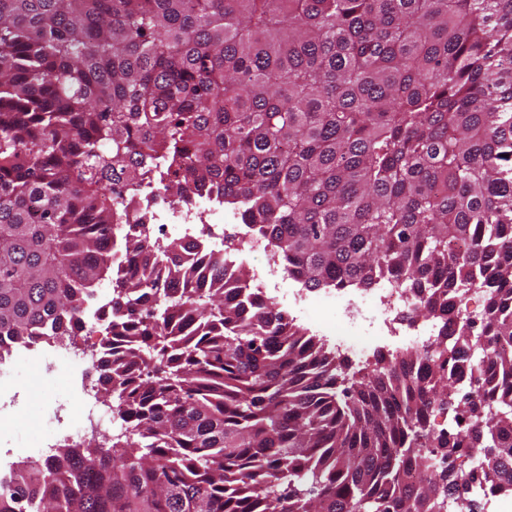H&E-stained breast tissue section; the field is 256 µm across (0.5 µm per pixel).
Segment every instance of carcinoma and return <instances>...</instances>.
<instances>
[{"label":"carcinoma","instance_id":"cac0c4a2","mask_svg":"<svg viewBox=\"0 0 512 512\" xmlns=\"http://www.w3.org/2000/svg\"><path fill=\"white\" fill-rule=\"evenodd\" d=\"M153 169L304 287L390 283L437 336L352 372L235 286L233 238L201 268L126 236L112 268ZM106 279L126 427L44 459L26 512H477L472 456L512 481V0H0V360L75 335Z\"/></svg>","mask_w":512,"mask_h":512}]
</instances>
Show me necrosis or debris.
Here are the masks:
<instances>
[{"label":"necrosis or debris","mask_w":512,"mask_h":512,"mask_svg":"<svg viewBox=\"0 0 512 512\" xmlns=\"http://www.w3.org/2000/svg\"><path fill=\"white\" fill-rule=\"evenodd\" d=\"M132 206L122 232L142 233L156 244L177 239L186 243L183 261L204 260L212 242L223 240L226 229H233L238 249L224 253V266L243 279L255 295L272 299L282 293L288 306L303 316H311L314 307L334 313L339 327L319 323L324 335L335 337L336 344L350 358H362L371 348L383 346L399 352L401 345L420 346L431 340L433 329L419 319H407L408 303L400 289L386 285L371 288H328L317 292L309 288L280 291L286 279L284 264L274 248L257 240L249 226L237 223L235 215L226 213L220 197L193 198L179 202L168 196L160 185L149 180L131 187ZM113 233L104 244L112 260L120 267L129 262L121 250V234ZM100 355L90 328H80L77 335L49 342L41 347L27 345L17 355L18 362L36 363L41 374L64 376L68 384V401L77 410L63 434L64 440L82 444L87 431L112 430L118 416L112 409L98 405L91 398L92 387L86 378ZM35 460L25 449L5 445L0 450V500L12 498L23 478L34 475Z\"/></svg>","instance_id":"1"}]
</instances>
